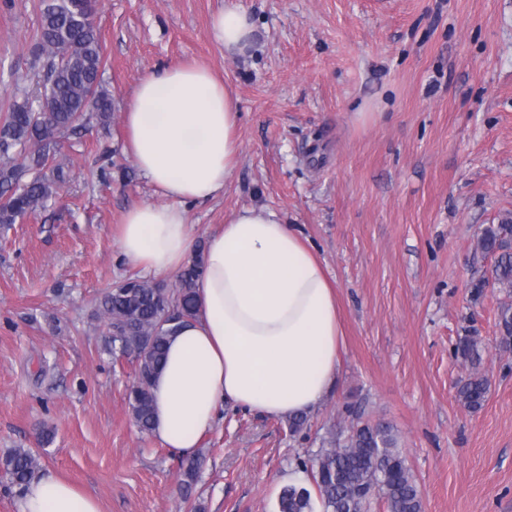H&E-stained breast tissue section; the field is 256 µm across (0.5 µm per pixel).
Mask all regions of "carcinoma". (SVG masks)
Wrapping results in <instances>:
<instances>
[{
    "instance_id": "obj_1",
    "label": "carcinoma",
    "mask_w": 512,
    "mask_h": 512,
    "mask_svg": "<svg viewBox=\"0 0 512 512\" xmlns=\"http://www.w3.org/2000/svg\"><path fill=\"white\" fill-rule=\"evenodd\" d=\"M89 0H46L39 26V50L45 56L64 55L43 74L37 95L13 105L0 124V224L18 220L45 208L68 166L58 163L43 173L61 138L83 127V118L96 113L101 124L111 118L112 96L102 87V45L93 22ZM477 248L495 256L493 283L512 290V218L492 224L477 239ZM202 273V254L187 265L170 288L157 282L133 286L123 280L99 298L95 318L107 325L105 351L127 358L136 367V381L127 393L131 416L143 433L153 430L151 387L173 333L161 318L173 310L191 318L197 313L195 286ZM499 346L512 351V303L499 313ZM454 355L479 364V342L461 336ZM489 379L477 370L456 385L458 400L469 410L483 406ZM199 459L181 462L180 481L185 491L195 485ZM39 456L31 448H15L0 458V469L11 484L23 489L37 477ZM316 494L288 487L279 497V512H313L317 497L321 512H371L380 499L387 512H424L423 499L394 429L383 423L358 421L348 435L334 433L317 453Z\"/></svg>"
}]
</instances>
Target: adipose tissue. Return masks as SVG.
I'll return each mask as SVG.
<instances>
[{
    "mask_svg": "<svg viewBox=\"0 0 512 512\" xmlns=\"http://www.w3.org/2000/svg\"><path fill=\"white\" fill-rule=\"evenodd\" d=\"M254 21L224 0L211 36L226 55L254 46ZM238 104L224 82L193 65L149 68L122 114L125 149L163 196L124 214L126 263L156 277L179 272L195 253L199 313L167 343L153 380V434L191 453L225 405L274 417L315 411L334 388L343 331L326 269L312 247L270 207L227 216L196 249L188 204L221 194L240 151ZM19 512H102L96 497L66 480H33Z\"/></svg>",
    "mask_w": 512,
    "mask_h": 512,
    "instance_id": "adipose-tissue-1",
    "label": "adipose tissue"
}]
</instances>
